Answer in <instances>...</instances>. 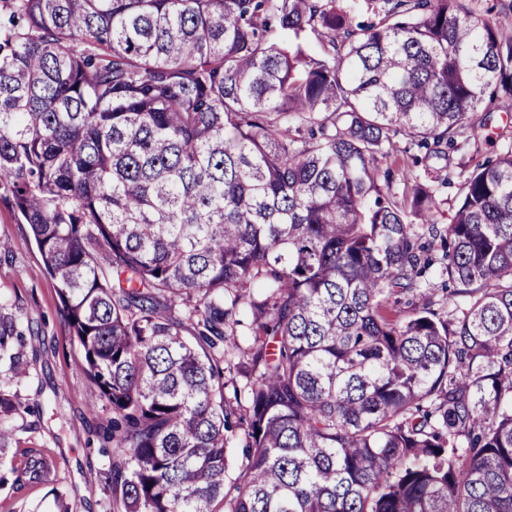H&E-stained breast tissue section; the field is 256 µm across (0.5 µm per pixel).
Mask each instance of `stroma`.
<instances>
[{
  "mask_svg": "<svg viewBox=\"0 0 512 512\" xmlns=\"http://www.w3.org/2000/svg\"><path fill=\"white\" fill-rule=\"evenodd\" d=\"M511 117L512 98H501L493 112L472 116L473 123H485L484 136L451 153L448 163L416 167L420 181L436 189L438 219L447 220L468 172L511 144L500 136ZM0 309L21 317L32 372L17 389L28 411L16 420L9 459L0 465V512H57L60 498L70 512H107L113 456L101 452L97 434L112 410L82 372L83 351L68 337L56 284L44 273L28 225L1 200ZM28 448L55 463V486L14 484L10 469Z\"/></svg>",
  "mask_w": 512,
  "mask_h": 512,
  "instance_id": "35a3bbf8",
  "label": "stroma"
}]
</instances>
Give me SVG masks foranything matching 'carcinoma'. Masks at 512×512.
Here are the masks:
<instances>
[{
	"instance_id": "cac0c4a2",
	"label": "carcinoma",
	"mask_w": 512,
	"mask_h": 512,
	"mask_svg": "<svg viewBox=\"0 0 512 512\" xmlns=\"http://www.w3.org/2000/svg\"><path fill=\"white\" fill-rule=\"evenodd\" d=\"M363 2L0 0V196L112 409L113 512H512V146L441 227L397 165L512 97V2Z\"/></svg>"
}]
</instances>
